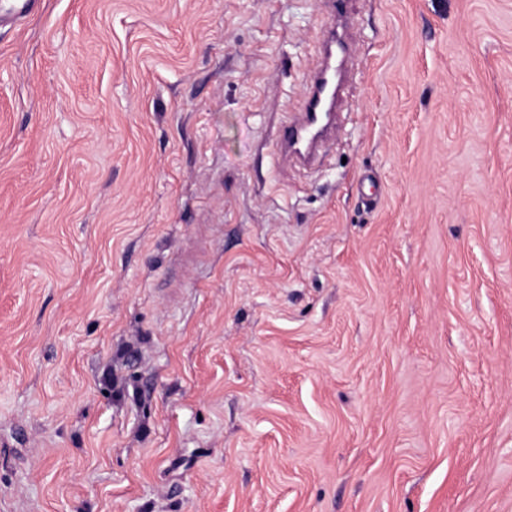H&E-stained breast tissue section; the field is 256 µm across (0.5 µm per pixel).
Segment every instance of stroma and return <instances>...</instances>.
Instances as JSON below:
<instances>
[{"label":"stroma","mask_w":512,"mask_h":512,"mask_svg":"<svg viewBox=\"0 0 512 512\" xmlns=\"http://www.w3.org/2000/svg\"><path fill=\"white\" fill-rule=\"evenodd\" d=\"M353 9L313 170L321 0L0 26V512H512V0ZM353 0H322L331 19L322 41V62L306 79V96L299 112L284 124L280 149L284 156L308 162L319 141L336 127V103L344 80L348 45L336 32V17L347 14Z\"/></svg>","instance_id":"obj_1"}]
</instances>
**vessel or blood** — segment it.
<instances>
[{
	"mask_svg": "<svg viewBox=\"0 0 512 512\" xmlns=\"http://www.w3.org/2000/svg\"><path fill=\"white\" fill-rule=\"evenodd\" d=\"M348 45L335 27L324 30L322 62L306 79V96L299 112L284 124L280 149L284 156L307 162L319 141L335 128L336 103L344 80Z\"/></svg>",
	"mask_w": 512,
	"mask_h": 512,
	"instance_id": "1",
	"label": "vessel or blood"
}]
</instances>
